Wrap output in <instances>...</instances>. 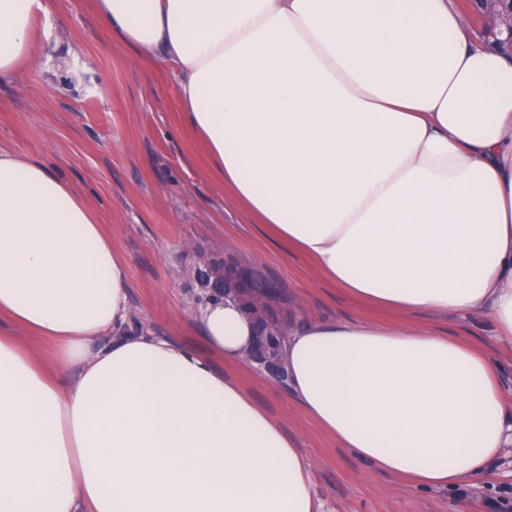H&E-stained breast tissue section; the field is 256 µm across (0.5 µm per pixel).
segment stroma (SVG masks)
Wrapping results in <instances>:
<instances>
[{
  "label": "stroma",
  "mask_w": 512,
  "mask_h": 512,
  "mask_svg": "<svg viewBox=\"0 0 512 512\" xmlns=\"http://www.w3.org/2000/svg\"><path fill=\"white\" fill-rule=\"evenodd\" d=\"M34 63L0 80V148L53 165L97 212L127 265L138 329L210 355L287 433L304 443L322 512H501L512 502V447L483 478L416 489L358 459L247 362L211 353L194 319L197 288L183 273L197 257L234 254L276 282L306 319L393 321L326 283L309 259L251 224L224 191L198 136L186 126L177 69L138 57L99 16L95 0H43ZM438 326L486 347L512 392V347L491 318L449 315Z\"/></svg>",
  "instance_id": "1"
}]
</instances>
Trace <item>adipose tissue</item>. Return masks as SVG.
Instances as JSON below:
<instances>
[{
  "mask_svg": "<svg viewBox=\"0 0 512 512\" xmlns=\"http://www.w3.org/2000/svg\"><path fill=\"white\" fill-rule=\"evenodd\" d=\"M178 70L213 169L254 223L397 322L307 321L288 388L341 447L415 487L483 476L512 445L486 349L436 329L491 316L512 346V55L457 0H96ZM42 0H0V79L34 59ZM0 512H320L311 465L195 350L128 328L127 271L52 168L0 151ZM241 358L234 302L195 311Z\"/></svg>",
  "mask_w": 512,
  "mask_h": 512,
  "instance_id": "obj_1",
  "label": "adipose tissue"
}]
</instances>
